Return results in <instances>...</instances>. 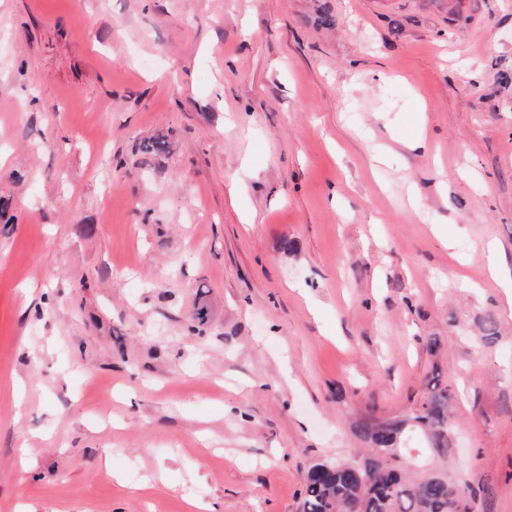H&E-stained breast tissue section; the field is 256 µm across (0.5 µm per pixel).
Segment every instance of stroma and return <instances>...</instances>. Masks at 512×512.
I'll list each match as a JSON object with an SVG mask.
<instances>
[{"label": "stroma", "instance_id": "obj_1", "mask_svg": "<svg viewBox=\"0 0 512 512\" xmlns=\"http://www.w3.org/2000/svg\"><path fill=\"white\" fill-rule=\"evenodd\" d=\"M504 72L512 0H0V512H298L435 371L512 512Z\"/></svg>", "mask_w": 512, "mask_h": 512}]
</instances>
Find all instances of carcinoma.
<instances>
[{
  "label": "carcinoma",
  "mask_w": 512,
  "mask_h": 512,
  "mask_svg": "<svg viewBox=\"0 0 512 512\" xmlns=\"http://www.w3.org/2000/svg\"><path fill=\"white\" fill-rule=\"evenodd\" d=\"M497 339L492 318L474 341ZM455 395L447 386H427L418 405L400 419L367 417L356 423L366 443L358 461H322L308 470L300 512H478L477 496L448 477L444 467L451 450L448 407ZM418 437L421 461L407 463L408 437Z\"/></svg>",
  "instance_id": "1"
}]
</instances>
